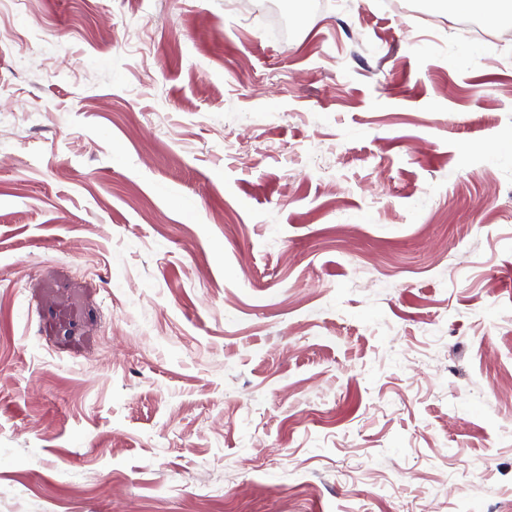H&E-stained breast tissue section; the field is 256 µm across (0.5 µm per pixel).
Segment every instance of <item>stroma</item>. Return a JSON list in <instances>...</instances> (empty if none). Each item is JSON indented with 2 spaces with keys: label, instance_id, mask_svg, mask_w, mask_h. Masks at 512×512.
<instances>
[{
  "label": "stroma",
  "instance_id": "stroma-1",
  "mask_svg": "<svg viewBox=\"0 0 512 512\" xmlns=\"http://www.w3.org/2000/svg\"><path fill=\"white\" fill-rule=\"evenodd\" d=\"M249 3L0 0V512H512V28Z\"/></svg>",
  "mask_w": 512,
  "mask_h": 512
}]
</instances>
